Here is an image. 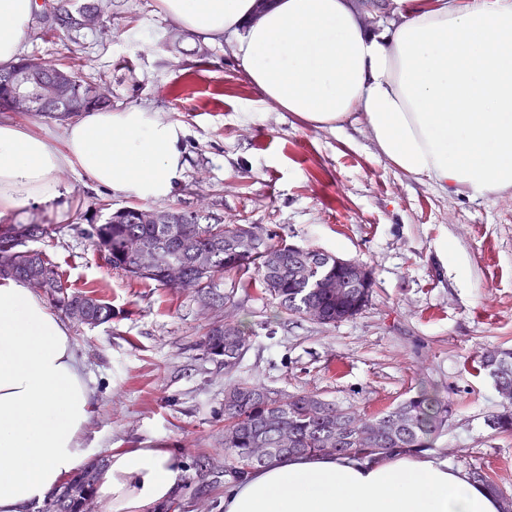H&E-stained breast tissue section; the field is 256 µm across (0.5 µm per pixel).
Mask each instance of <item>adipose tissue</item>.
<instances>
[{
	"label": "adipose tissue",
	"instance_id": "ef3b65f1",
	"mask_svg": "<svg viewBox=\"0 0 512 512\" xmlns=\"http://www.w3.org/2000/svg\"><path fill=\"white\" fill-rule=\"evenodd\" d=\"M175 26L226 43L262 100L314 129L361 113L406 175L482 198L512 189V0H435L384 25L352 0H157ZM36 0H0V68L22 54ZM181 122L141 106L88 110L55 147L0 118V213L61 200L60 172L143 201L184 169ZM93 390L60 316L0 279V512H28L91 451ZM185 470L167 448H120L97 471L106 512H157ZM224 512H500L485 486L419 448L286 456L233 481Z\"/></svg>",
	"mask_w": 512,
	"mask_h": 512
}]
</instances>
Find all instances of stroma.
Segmentation results:
<instances>
[{
  "instance_id": "obj_1",
  "label": "stroma",
  "mask_w": 512,
  "mask_h": 512,
  "mask_svg": "<svg viewBox=\"0 0 512 512\" xmlns=\"http://www.w3.org/2000/svg\"><path fill=\"white\" fill-rule=\"evenodd\" d=\"M24 53L112 85V107L150 108L180 121L187 166L160 210L197 212L203 223L254 224L278 240L367 266L369 305L331 326L279 313L239 277L197 295L132 280L107 266L88 235L133 197L88 186L66 170L64 202L0 216L47 224L39 249L67 261L71 280L101 286L111 321L69 322L94 390L84 447L105 461L117 448H169L186 477L184 512H223V473L207 484L198 464L224 458V390L241 381L283 394L314 392L358 413L385 412L436 388L452 414L431 451L450 466L492 474L512 494V436L489 418L502 409L475 357L512 348V191L472 199L418 181L378 150L360 115L342 129H311L260 100L223 45L176 29L156 0H110L104 30L73 40L33 19ZM231 315L250 334L232 372L203 351Z\"/></svg>"
}]
</instances>
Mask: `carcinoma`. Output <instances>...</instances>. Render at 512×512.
<instances>
[{"mask_svg":"<svg viewBox=\"0 0 512 512\" xmlns=\"http://www.w3.org/2000/svg\"><path fill=\"white\" fill-rule=\"evenodd\" d=\"M74 0H57L46 16L47 31L56 32L57 13L76 10ZM137 206L124 207L111 213L102 224L92 226L91 236L97 252L112 269L142 282L168 286L161 272H143L136 268L127 253L125 243L130 237L150 241L163 253L184 251L187 270L202 283V290L212 288L215 281L226 274H234L258 287L277 301L280 312L304 316L310 307L320 310L316 323L334 325L353 318L368 306L371 289L355 282L342 294L325 284L336 277V257L309 249L288 253L283 243L273 235L256 245L238 233L236 224H201L196 214H184V223L176 225L177 236H172L169 224L136 223ZM27 230L32 235L46 238L51 229L43 224H1L0 236ZM240 249L254 255L249 265L235 263ZM209 254V266L199 270L194 254ZM9 263L17 270V277L32 289L37 286L31 278L43 267L55 276L50 301L63 311L73 301L88 299L92 311L102 322L112 319V306L93 290L86 291L69 283L62 265L42 251L36 257L29 254L0 256V264ZM236 346L227 347L225 337L207 335L203 348L214 360H224V370L232 371L250 345L249 333L237 323L233 325ZM478 367L488 371L512 391V351L494 350L480 357ZM321 398L314 394L285 395L283 399H267L257 387L236 383L224 391V474L238 478L261 466L253 460L250 449L261 441L268 448H294L301 455L323 454V449H334V455L357 457L387 455L397 448H429L451 413L449 403L435 389L422 388L404 404L370 417L372 427L359 431L343 429L352 411L341 409L339 414L324 415L317 411ZM490 427L499 434L512 435V402L489 419ZM470 477L485 485L502 502L501 512H512V495L493 477L474 469ZM38 512H79L75 502L54 500L44 502Z\"/></svg>","mask_w":512,"mask_h":512,"instance_id":"obj_1","label":"carcinoma"}]
</instances>
